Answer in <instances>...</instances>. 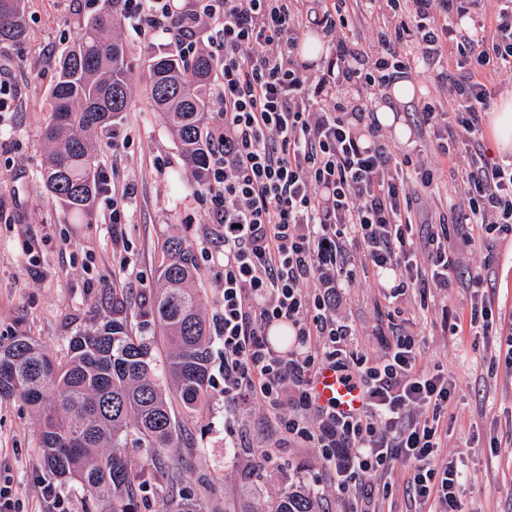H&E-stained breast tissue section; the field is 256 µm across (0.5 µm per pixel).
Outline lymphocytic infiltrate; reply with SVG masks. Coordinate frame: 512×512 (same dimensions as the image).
<instances>
[{"instance_id": "lymphocytic-infiltrate-1", "label": "lymphocytic infiltrate", "mask_w": 512, "mask_h": 512, "mask_svg": "<svg viewBox=\"0 0 512 512\" xmlns=\"http://www.w3.org/2000/svg\"><path fill=\"white\" fill-rule=\"evenodd\" d=\"M124 0L135 30L171 35L193 54L201 18L218 28V92L224 135L204 196L224 227L223 303L215 330L224 345V405L262 400L278 433L320 448L353 496L371 512L375 480L407 467L416 497L442 512H462L464 478L439 463L440 420L448 411L447 374L419 366L420 339L399 328L385 337L382 361L354 348L351 322L332 309L368 269L392 272L383 292L448 289L456 254L481 224L512 223V166L491 158L483 114L497 90L492 75L512 74V0ZM371 39L356 33L358 20ZM320 29L328 55L320 68L302 60L306 28ZM415 74L450 96L413 109L431 155L462 146L464 196L447 212L424 209L450 199L428 158L394 153L373 109L376 96ZM426 226L424 241L414 225ZM291 324V350L267 339ZM325 366L360 387L362 411L319 404L314 380Z\"/></svg>"}]
</instances>
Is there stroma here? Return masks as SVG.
Returning a JSON list of instances; mask_svg holds the SVG:
<instances>
[{"mask_svg":"<svg viewBox=\"0 0 512 512\" xmlns=\"http://www.w3.org/2000/svg\"><path fill=\"white\" fill-rule=\"evenodd\" d=\"M95 14L84 0H27L26 38L0 49V76L13 90L10 109L0 112V337L30 331L56 357L63 356L70 336L110 318L116 297L127 307L133 333L152 335L143 314L159 288L161 244L173 233L195 254L207 319H214L223 302L224 227L213 223L197 197L165 115L147 95L148 58L176 52L169 35L140 36L127 22L119 23L114 35L125 46L132 105L112 129L93 135L99 167L115 185L133 189L129 221L122 227L127 269H120L122 258L112 253L104 199L75 224L45 187L42 129L49 91L62 54ZM116 132L130 134L125 147L113 148ZM474 237L458 267L464 274L482 272L481 292L433 289L428 298L414 292L391 304L371 271L348 288L340 311L357 331V350L371 358L385 353L380 329L387 323L419 335L421 367L448 373L455 384L440 453L465 474L467 512H512V224L476 228ZM475 308L491 311L495 335L470 332ZM221 362V354H214L212 383L199 411L175 407L177 447L157 456L147 448H128L139 470L131 512H169L172 498L184 489L193 492L203 512H268L295 484L314 492L320 512H353L354 500L338 494L320 449L278 443L259 401L242 405L232 423H225ZM38 437L34 409L19 399H0V484L11 486L16 512H55L38 495L39 484L51 480ZM265 450L271 457L263 463L259 456ZM406 480L402 469L378 478L374 512H423L424 503L406 492Z\"/></svg>","mask_w":512,"mask_h":512,"instance_id":"1","label":"stroma"}]
</instances>
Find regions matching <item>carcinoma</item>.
<instances>
[{
	"instance_id": "carcinoma-1",
	"label": "carcinoma",
	"mask_w": 512,
	"mask_h": 512,
	"mask_svg": "<svg viewBox=\"0 0 512 512\" xmlns=\"http://www.w3.org/2000/svg\"><path fill=\"white\" fill-rule=\"evenodd\" d=\"M117 23L112 10H100L60 59L50 90L53 109L43 129L45 186L77 220L92 213L100 192L91 133L111 125L131 105L125 51L112 38ZM24 38L25 0H0V48ZM149 71L150 102L165 113L202 188L218 145L208 116L213 58L204 52L190 60L153 56ZM163 253L158 269L163 288L149 310L167 346L163 370L154 364L153 341L129 332L121 306L112 310L114 318L70 337L60 358L24 330L0 340V398H19L38 410V448L46 467L62 484L79 482L93 512H128L138 478L122 451L129 437L156 450L177 446L164 382L174 386L189 412L199 409L210 383L212 341L195 288L193 250L173 235ZM171 507V512H202L189 493ZM271 512H318V503L310 490L296 486L276 499Z\"/></svg>"
}]
</instances>
